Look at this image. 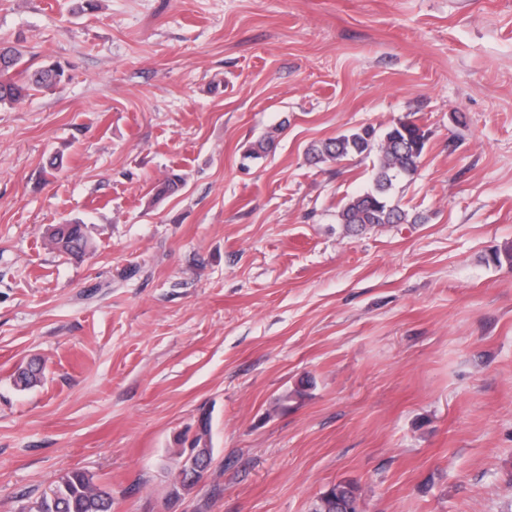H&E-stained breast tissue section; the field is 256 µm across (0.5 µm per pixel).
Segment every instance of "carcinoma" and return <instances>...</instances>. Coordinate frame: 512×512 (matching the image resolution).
<instances>
[{
  "instance_id": "carcinoma-1",
  "label": "carcinoma",
  "mask_w": 512,
  "mask_h": 512,
  "mask_svg": "<svg viewBox=\"0 0 512 512\" xmlns=\"http://www.w3.org/2000/svg\"><path fill=\"white\" fill-rule=\"evenodd\" d=\"M70 64L46 58L33 63L24 59L15 45L0 43V107L13 104L32 91H54L70 80ZM279 129L266 133L243 151L242 160L262 158L275 142ZM429 140L424 126L409 119H400L380 129L371 125L350 129L334 138L312 145L308 161L314 165L340 161L348 157L377 153L371 187L345 201L339 211L341 224L352 232L385 224H401L407 214L393 203L391 191L395 182L412 179L417 174L420 160ZM50 242L58 250L80 258L90 248L87 226L80 219L66 225L55 224L50 231ZM43 365L30 363L18 371L16 385L24 389L40 382ZM210 415L198 419V433L190 447L207 448L210 441ZM210 458H201L203 467L197 474L189 465L179 467L174 495L189 490L203 477ZM360 492L351 482H338L321 491L312 503L310 512H336V506L349 507V512H360ZM24 512H112V490L94 485L84 473H67L48 491L24 508Z\"/></svg>"
}]
</instances>
